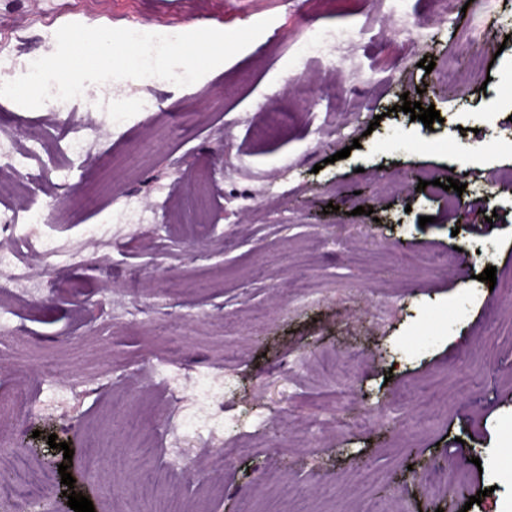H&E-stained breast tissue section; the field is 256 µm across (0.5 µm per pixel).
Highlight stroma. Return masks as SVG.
<instances>
[{"mask_svg": "<svg viewBox=\"0 0 512 512\" xmlns=\"http://www.w3.org/2000/svg\"><path fill=\"white\" fill-rule=\"evenodd\" d=\"M410 4L428 35L404 60L388 0L363 10L354 0H0V45L41 56L73 22H270L206 80L159 88L163 111L117 125L75 111L90 145L79 162L50 113L0 100V141L20 140L30 122L52 129L49 151L0 178V202L41 195L45 169L69 188L9 240L38 303L0 278V315L13 326L0 335L10 408L0 435L49 476L33 512L65 489L52 434L72 450L74 490L95 512H152L130 485L159 478L200 512H512V0L491 12L485 0ZM336 25L360 30L336 56L341 82L313 70L284 93L296 48ZM359 83L366 106L343 109ZM269 100L298 113L296 125L262 113ZM405 100L440 121L412 120ZM220 150L233 171L210 172ZM449 176L463 193L435 186ZM131 204L166 207L170 222L116 223L111 241L86 239L87 225ZM46 238L61 255L45 259ZM489 266L492 285L480 278ZM160 362L223 376V429L173 432L177 401L148 379ZM50 381L67 394L35 412L17 400ZM364 399L388 409L364 415ZM204 445L214 455L199 456ZM181 453L190 469L179 476L168 459ZM470 481L481 503L449 497Z\"/></svg>", "mask_w": 512, "mask_h": 512, "instance_id": "obj_1", "label": "stroma"}]
</instances>
